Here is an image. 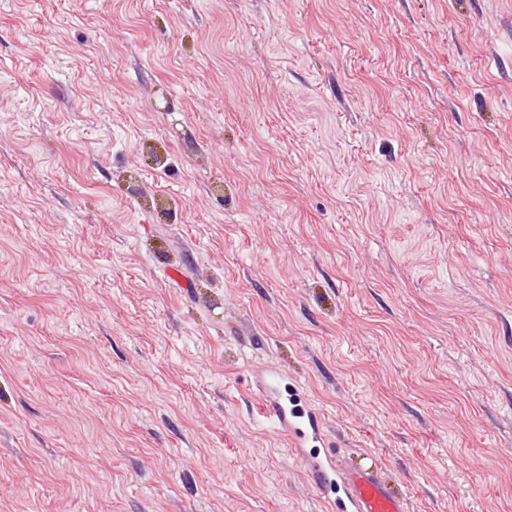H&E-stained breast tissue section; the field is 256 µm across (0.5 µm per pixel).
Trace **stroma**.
I'll return each instance as SVG.
<instances>
[{"instance_id":"stroma-1","label":"stroma","mask_w":512,"mask_h":512,"mask_svg":"<svg viewBox=\"0 0 512 512\" xmlns=\"http://www.w3.org/2000/svg\"><path fill=\"white\" fill-rule=\"evenodd\" d=\"M268 371L512 512V0H0V512H331ZM259 415L264 419H272L274 428L284 434L291 448L301 449L309 442H324L319 428L317 417H307L305 423L304 414H300L293 408L286 407L276 397L268 394L259 395Z\"/></svg>"}]
</instances>
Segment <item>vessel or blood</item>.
<instances>
[{"instance_id": "b4317fda", "label": "vessel or blood", "mask_w": 512, "mask_h": 512, "mask_svg": "<svg viewBox=\"0 0 512 512\" xmlns=\"http://www.w3.org/2000/svg\"><path fill=\"white\" fill-rule=\"evenodd\" d=\"M258 412L273 421L292 448L300 449L322 439L317 417H303L278 398L260 396ZM310 470L321 494L339 490L335 500L339 512H407L404 494L383 479L377 466L330 452L311 461Z\"/></svg>"}]
</instances>
